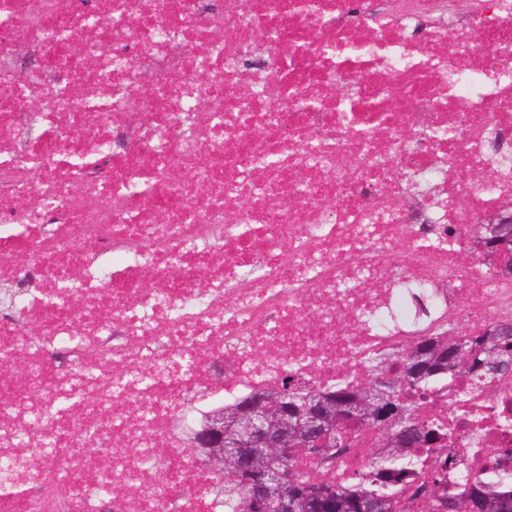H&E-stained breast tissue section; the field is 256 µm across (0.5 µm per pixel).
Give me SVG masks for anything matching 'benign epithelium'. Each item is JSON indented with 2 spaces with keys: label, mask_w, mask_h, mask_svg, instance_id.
Masks as SVG:
<instances>
[{
  "label": "benign epithelium",
  "mask_w": 512,
  "mask_h": 512,
  "mask_svg": "<svg viewBox=\"0 0 512 512\" xmlns=\"http://www.w3.org/2000/svg\"><path fill=\"white\" fill-rule=\"evenodd\" d=\"M506 224H512V206L508 204L486 212L471 225L467 238L470 254L503 274L512 272V240L495 238V229ZM391 388L388 378H379L373 387V403L360 404L357 411L368 419L386 416ZM274 399L266 393L244 411L235 407L216 411L193 432L190 447L205 467L224 478L234 482L241 473L249 474L252 493L271 501L269 512H288V481L293 474L286 466H266L264 459L293 447V441L301 436L321 451L332 437V414L325 398L305 397L298 418L286 421L271 415Z\"/></svg>",
  "instance_id": "7a95c632"
}]
</instances>
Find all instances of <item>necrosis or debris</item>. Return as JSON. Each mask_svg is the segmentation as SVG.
<instances>
[{
	"mask_svg": "<svg viewBox=\"0 0 512 512\" xmlns=\"http://www.w3.org/2000/svg\"><path fill=\"white\" fill-rule=\"evenodd\" d=\"M506 203L512 0H0V512H234L189 419L512 324L448 248ZM426 395L417 482L512 448V372Z\"/></svg>",
	"mask_w": 512,
	"mask_h": 512,
	"instance_id": "4bbe7bcc",
	"label": "necrosis or debris"
}]
</instances>
